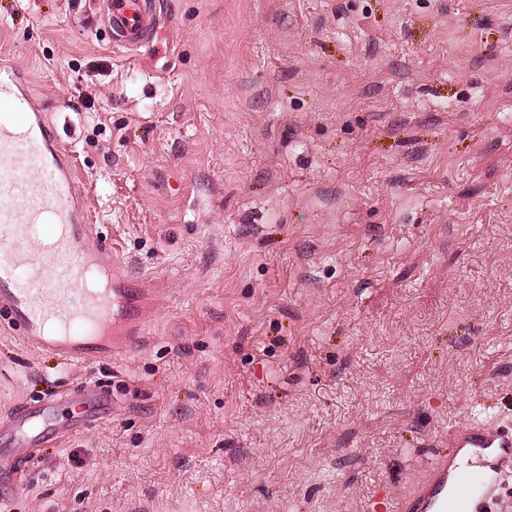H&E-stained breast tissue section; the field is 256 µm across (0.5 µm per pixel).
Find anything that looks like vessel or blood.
<instances>
[{
    "label": "vessel or blood",
    "instance_id": "b4317fda",
    "mask_svg": "<svg viewBox=\"0 0 512 512\" xmlns=\"http://www.w3.org/2000/svg\"><path fill=\"white\" fill-rule=\"evenodd\" d=\"M114 44L136 51L164 24L158 0H98ZM71 154L48 112L36 102L27 75L0 57V325L26 343L65 361L107 356L143 341L150 291L134 288L107 261L103 238L74 191ZM80 296L72 306V296ZM41 413L15 410L0 423L16 448L0 453V471L23 480L46 444ZM512 466V432L478 423L458 426L447 452L437 454L424 480L397 512H498L493 492Z\"/></svg>",
    "mask_w": 512,
    "mask_h": 512
}]
</instances>
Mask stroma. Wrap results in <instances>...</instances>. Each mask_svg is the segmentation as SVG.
<instances>
[{
	"label": "stroma",
	"instance_id": "1",
	"mask_svg": "<svg viewBox=\"0 0 512 512\" xmlns=\"http://www.w3.org/2000/svg\"><path fill=\"white\" fill-rule=\"evenodd\" d=\"M160 3L130 52L0 0L156 304L84 363L0 330V415L115 399L0 512H394L454 426H512V0ZM74 399L75 404L78 406L83 407L84 404H88L89 406L92 405L95 409L93 412L80 416V418L68 430L67 434H72L89 427L93 422L91 418L94 417V414H96L97 411L105 409V406L108 404L106 393L99 387H86L78 391L74 395Z\"/></svg>",
	"mask_w": 512,
	"mask_h": 512
}]
</instances>
